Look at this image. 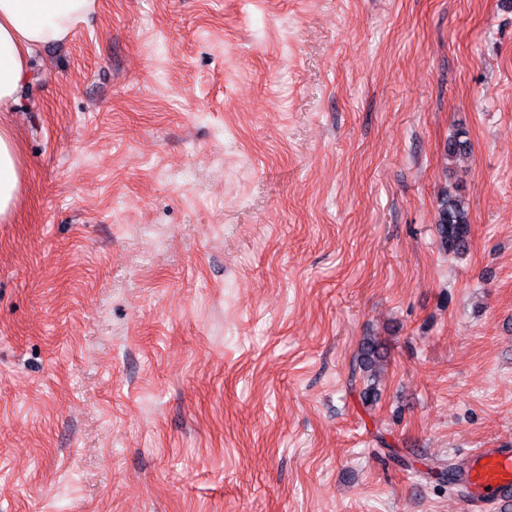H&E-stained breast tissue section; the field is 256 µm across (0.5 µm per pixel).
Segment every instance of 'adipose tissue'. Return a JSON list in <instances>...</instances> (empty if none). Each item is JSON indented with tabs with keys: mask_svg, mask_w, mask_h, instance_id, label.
I'll use <instances>...</instances> for the list:
<instances>
[{
	"mask_svg": "<svg viewBox=\"0 0 512 512\" xmlns=\"http://www.w3.org/2000/svg\"><path fill=\"white\" fill-rule=\"evenodd\" d=\"M96 0H0V112L14 111L18 88L31 77L30 58L46 44L68 38ZM24 181L20 148L0 124V222L16 206Z\"/></svg>",
	"mask_w": 512,
	"mask_h": 512,
	"instance_id": "adipose-tissue-1",
	"label": "adipose tissue"
}]
</instances>
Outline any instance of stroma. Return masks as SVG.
I'll list each match as a JSON object with an SVG mask.
<instances>
[{
    "instance_id": "stroma-1",
    "label": "stroma",
    "mask_w": 512,
    "mask_h": 512,
    "mask_svg": "<svg viewBox=\"0 0 512 512\" xmlns=\"http://www.w3.org/2000/svg\"><path fill=\"white\" fill-rule=\"evenodd\" d=\"M7 119L0 512H464L376 431L512 442V0H98ZM24 181V165L18 143L8 125L0 121V222L7 221L16 206ZM437 233L445 253L461 255L469 247L471 224L462 199L446 189L439 200ZM381 348V344L374 338H367L362 344L360 354L357 357V366L365 374L367 382L374 377L372 371L375 364L383 358L380 353Z\"/></svg>"
}]
</instances>
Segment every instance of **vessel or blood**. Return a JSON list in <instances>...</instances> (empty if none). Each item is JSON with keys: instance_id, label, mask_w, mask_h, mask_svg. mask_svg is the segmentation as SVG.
Here are the masks:
<instances>
[{"instance_id": "b4317fda", "label": "vessel or blood", "mask_w": 512, "mask_h": 512, "mask_svg": "<svg viewBox=\"0 0 512 512\" xmlns=\"http://www.w3.org/2000/svg\"><path fill=\"white\" fill-rule=\"evenodd\" d=\"M459 480L467 490L468 512H512V446L475 449Z\"/></svg>"}]
</instances>
